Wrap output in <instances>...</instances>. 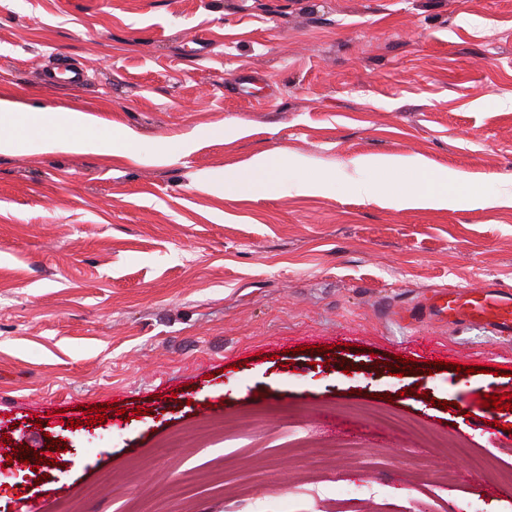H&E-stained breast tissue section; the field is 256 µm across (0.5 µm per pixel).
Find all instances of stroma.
<instances>
[{
	"label": "stroma",
	"instance_id": "1",
	"mask_svg": "<svg viewBox=\"0 0 512 512\" xmlns=\"http://www.w3.org/2000/svg\"><path fill=\"white\" fill-rule=\"evenodd\" d=\"M1 97L136 139L0 153V512H512V482L381 419L512 471V410L478 406L512 392V335L421 311L512 286V0H0ZM262 153L281 190L226 194ZM369 156L460 174L458 204L366 199L417 178ZM419 336L439 365L375 370Z\"/></svg>",
	"mask_w": 512,
	"mask_h": 512
}]
</instances>
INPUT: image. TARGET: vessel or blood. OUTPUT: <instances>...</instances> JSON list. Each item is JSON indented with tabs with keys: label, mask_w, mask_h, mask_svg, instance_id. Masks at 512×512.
<instances>
[{
	"label": "vessel or blood",
	"mask_w": 512,
	"mask_h": 512,
	"mask_svg": "<svg viewBox=\"0 0 512 512\" xmlns=\"http://www.w3.org/2000/svg\"><path fill=\"white\" fill-rule=\"evenodd\" d=\"M426 308L451 321H479L497 333L512 332V292L508 290L438 291L427 298Z\"/></svg>",
	"instance_id": "obj_1"
}]
</instances>
